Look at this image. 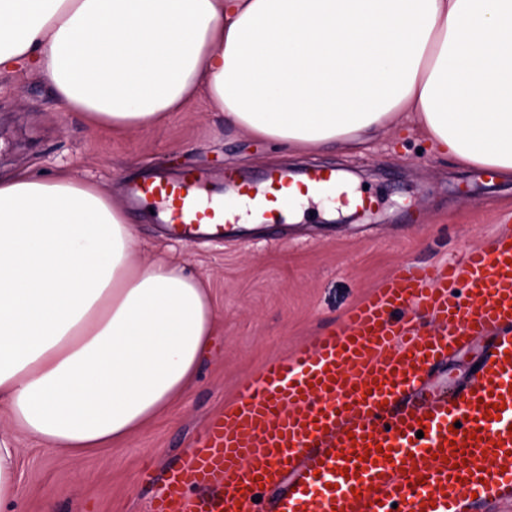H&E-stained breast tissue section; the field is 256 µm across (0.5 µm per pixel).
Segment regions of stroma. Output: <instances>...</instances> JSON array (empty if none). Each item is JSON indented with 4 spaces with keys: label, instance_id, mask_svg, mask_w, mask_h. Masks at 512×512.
I'll use <instances>...</instances> for the list:
<instances>
[{
    "label": "stroma",
    "instance_id": "obj_1",
    "mask_svg": "<svg viewBox=\"0 0 512 512\" xmlns=\"http://www.w3.org/2000/svg\"><path fill=\"white\" fill-rule=\"evenodd\" d=\"M313 163L366 186L372 204L363 218L347 206L330 224L311 201L300 223L236 224L223 238L195 242L167 235L125 201L127 183L153 172L195 173L230 202L225 171ZM18 168L69 172L126 207L137 260L180 259L208 286L217 327L193 387L129 440L74 458L18 436L16 512H150L170 466L245 377L340 327L400 265L444 266L512 232V179L439 155L408 125L378 133L360 153L291 154L225 124L200 99L161 124L115 134L63 109L50 83L28 72L0 76V172Z\"/></svg>",
    "mask_w": 512,
    "mask_h": 512
}]
</instances>
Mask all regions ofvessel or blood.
Wrapping results in <instances>:
<instances>
[{
  "mask_svg": "<svg viewBox=\"0 0 512 512\" xmlns=\"http://www.w3.org/2000/svg\"><path fill=\"white\" fill-rule=\"evenodd\" d=\"M224 183L272 224L293 194L367 203L322 167ZM128 199L162 203L181 238H220L240 221L191 173L135 183ZM409 309L436 330L420 332ZM491 331L474 379L450 392L433 383L434 368ZM264 486L280 490L272 512H459L468 500L512 512V233L443 269L401 265L343 327L246 377L170 467L151 512H259Z\"/></svg>",
  "mask_w": 512,
  "mask_h": 512,
  "instance_id": "1",
  "label": "vessel or blood"
}]
</instances>
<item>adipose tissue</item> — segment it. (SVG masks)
Instances as JSON below:
<instances>
[{"label":"adipose tissue","instance_id":"adipose-tissue-1","mask_svg":"<svg viewBox=\"0 0 512 512\" xmlns=\"http://www.w3.org/2000/svg\"><path fill=\"white\" fill-rule=\"evenodd\" d=\"M35 68L95 126L206 96L291 152L356 149L408 113L456 161L512 175V0H0V75ZM72 176L0 175V512L16 432L78 457L194 383L216 314L175 262Z\"/></svg>","mask_w":512,"mask_h":512}]
</instances>
